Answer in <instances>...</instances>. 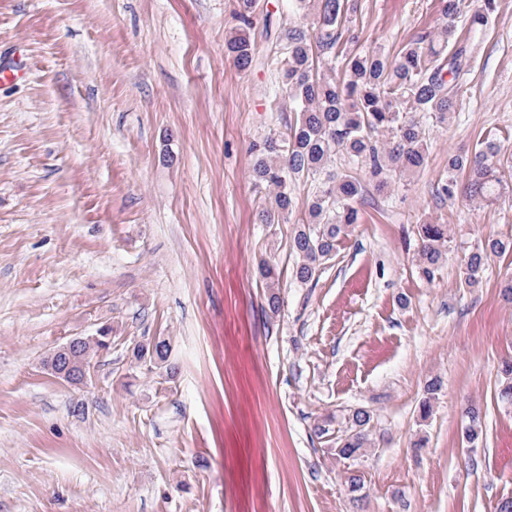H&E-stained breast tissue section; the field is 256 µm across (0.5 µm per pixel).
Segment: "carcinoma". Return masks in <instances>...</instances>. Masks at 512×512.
<instances>
[{
  "instance_id": "obj_1",
  "label": "carcinoma",
  "mask_w": 512,
  "mask_h": 512,
  "mask_svg": "<svg viewBox=\"0 0 512 512\" xmlns=\"http://www.w3.org/2000/svg\"><path fill=\"white\" fill-rule=\"evenodd\" d=\"M311 22L285 30L287 57L279 71L289 103L297 112L284 135L268 137L251 146L255 155L253 179L266 190L268 206L261 211L264 224H278L296 207L294 184L301 178L317 183L306 201L308 218L295 225L290 249L297 259L295 277L302 284L317 279L330 259L338 239L358 223L355 207L370 182L383 191L396 181L423 169L428 143L419 115L440 123L453 119L459 105L460 77L469 66L466 41L457 37V19L463 0H439L443 25L433 37H419L401 47L395 57L380 50L355 52L343 39L348 22V0H296ZM259 0H237L240 28L226 41L235 66L251 67L254 46L249 30L258 16ZM497 0H482V6L466 17L467 33L483 34ZM349 158V167L330 171L338 154ZM512 181V166L501 162L500 146L485 138L469 150L448 154L446 176L437 193L450 201L459 196L492 200L495 190ZM454 237L446 224L417 225L412 265L417 276L432 282L446 261ZM512 253V238L489 239L465 249L461 276L475 288L494 257ZM272 311L280 297L275 268L260 266ZM107 347L105 336L86 340L82 357L92 360ZM138 360L162 365L168 362V344L158 339L153 349L139 348ZM498 399L512 405V360L503 362L499 373ZM441 383L430 380L420 404V417L427 420ZM468 420L462 442L477 447L483 431L478 407L464 408ZM346 427L336 436V455L353 459L371 447L373 416L356 408L345 416Z\"/></svg>"
}]
</instances>
